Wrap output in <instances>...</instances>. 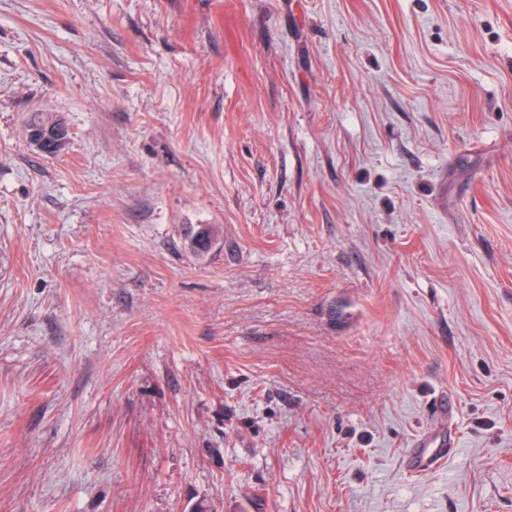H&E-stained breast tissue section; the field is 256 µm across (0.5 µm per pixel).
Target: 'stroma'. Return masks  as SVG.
Returning <instances> with one entry per match:
<instances>
[{
  "instance_id": "stroma-1",
  "label": "stroma",
  "mask_w": 512,
  "mask_h": 512,
  "mask_svg": "<svg viewBox=\"0 0 512 512\" xmlns=\"http://www.w3.org/2000/svg\"><path fill=\"white\" fill-rule=\"evenodd\" d=\"M199 503L512 512V0H0V512ZM58 121H62L66 125V123L61 118H57L56 116L54 117V116L48 115V114L46 115V114H42V113H35V114L29 116V118L26 120L25 130L27 132L28 128L40 129L45 134L47 132L48 128L54 127ZM65 125L60 123L51 132V136L53 137V142H52V145H50L49 147L47 146L48 134H45L44 136L41 137V135H39L35 132L28 131V138L31 140H36L35 141L36 148L39 151H43V150H44V152L50 151L49 152L50 155H57L64 150V148L67 144V141H68L67 134L69 131H68L67 125L66 126ZM63 142H65V143L59 149L54 150L57 145H59ZM39 153H41V152H39ZM41 154H44V153H41ZM214 240L212 228L209 224H199L187 236L189 249L197 254L204 255L209 251ZM418 448L410 460V470L414 475H420L440 467L448 455L456 448L455 441H447L445 437L439 441L422 436L415 442ZM448 446V448H446Z\"/></svg>"
}]
</instances>
